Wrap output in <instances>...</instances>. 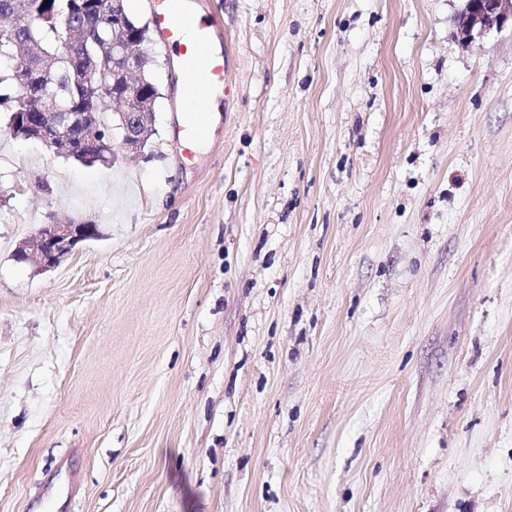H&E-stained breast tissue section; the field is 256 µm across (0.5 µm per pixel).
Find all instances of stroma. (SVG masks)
<instances>
[{
    "mask_svg": "<svg viewBox=\"0 0 512 512\" xmlns=\"http://www.w3.org/2000/svg\"><path fill=\"white\" fill-rule=\"evenodd\" d=\"M195 4L238 88L202 147L156 39L138 157L0 112V512H512V25ZM98 235L97 225L89 222L67 220L45 224L35 235L32 246L20 247L18 255L21 260L31 261L42 270H51L68 258L80 243Z\"/></svg>",
    "mask_w": 512,
    "mask_h": 512,
    "instance_id": "stroma-1",
    "label": "stroma"
}]
</instances>
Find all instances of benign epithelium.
<instances>
[{
  "label": "benign epithelium",
  "instance_id": "obj_1",
  "mask_svg": "<svg viewBox=\"0 0 512 512\" xmlns=\"http://www.w3.org/2000/svg\"><path fill=\"white\" fill-rule=\"evenodd\" d=\"M94 17L106 22L111 36L104 38L97 32L85 35L81 63L66 65L70 111L60 112L54 108L53 100L42 99L36 111L29 112L22 107L11 115L10 132L40 142L56 156L91 158L98 152L112 153V141L105 142L100 135L111 119L121 130L123 148L137 156L155 131V101L161 96L142 77L148 25L132 22L123 0H69L65 15L60 17L51 11L34 15L27 26L48 23L56 30L58 40L71 46L76 34ZM509 20L512 21V0H466L456 18L457 36L467 43ZM12 69L14 77L26 85L45 87L52 82L50 68L42 63L31 68L22 59ZM107 96L121 107L110 117L95 105L97 98ZM98 235L97 225L88 222L67 220L45 224L38 230L33 244L20 247L18 255L42 270H51L80 243Z\"/></svg>",
  "mask_w": 512,
  "mask_h": 512
}]
</instances>
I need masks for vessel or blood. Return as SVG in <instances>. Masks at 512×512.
Listing matches in <instances>:
<instances>
[{"instance_id": "obj_1", "label": "vessel or blood", "mask_w": 512, "mask_h": 512, "mask_svg": "<svg viewBox=\"0 0 512 512\" xmlns=\"http://www.w3.org/2000/svg\"><path fill=\"white\" fill-rule=\"evenodd\" d=\"M154 29L159 41L176 51L182 86V130L187 143L195 144L208 133L212 121L210 111L198 109V100L222 107L236 95L235 86L227 79V52L218 46L214 23L197 19L184 0H173L170 9L156 14Z\"/></svg>"}]
</instances>
